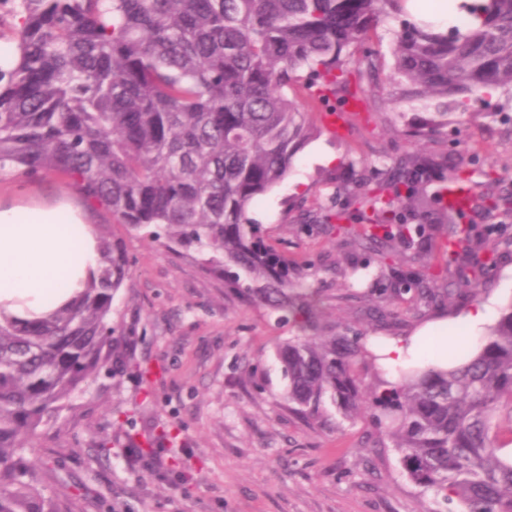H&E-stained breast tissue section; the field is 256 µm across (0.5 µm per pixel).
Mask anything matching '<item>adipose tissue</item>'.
Returning a JSON list of instances; mask_svg holds the SVG:
<instances>
[{"instance_id":"obj_1","label":"adipose tissue","mask_w":512,"mask_h":512,"mask_svg":"<svg viewBox=\"0 0 512 512\" xmlns=\"http://www.w3.org/2000/svg\"><path fill=\"white\" fill-rule=\"evenodd\" d=\"M94 228L71 206L0 208V304L21 319L69 302L97 274ZM448 321L431 320L408 336L382 339L374 352L389 371L427 364L424 337L444 336Z\"/></svg>"}]
</instances>
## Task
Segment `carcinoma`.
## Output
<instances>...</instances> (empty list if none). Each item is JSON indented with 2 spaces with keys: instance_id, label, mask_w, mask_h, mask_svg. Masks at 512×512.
<instances>
[{
  "instance_id": "cac0c4a2",
  "label": "carcinoma",
  "mask_w": 512,
  "mask_h": 512,
  "mask_svg": "<svg viewBox=\"0 0 512 512\" xmlns=\"http://www.w3.org/2000/svg\"><path fill=\"white\" fill-rule=\"evenodd\" d=\"M406 2L10 0L20 22L14 61L0 65V178L61 176L114 222L197 254L242 302L301 318L302 335L275 352L294 410L319 422L329 401L346 419L384 423L422 492L460 512H512V303L472 355L428 336L423 349L448 355V367L403 371L391 385L372 352L379 337L324 324L318 294L248 218L315 132L290 97L295 72L309 68L322 103L364 100L351 80L353 49L383 18L404 15ZM469 14L464 31L401 20L389 76L397 99L435 101L443 117L479 93L512 91V0H475ZM441 165L411 153L364 186L357 223L330 214L352 250L380 260L419 247L432 221L447 225L444 272L419 274L427 307L447 303L445 272L469 280V296L481 291V270L463 258L486 233L455 220L512 215V189L499 177L476 191L459 167L448 180L456 195L435 205L426 176ZM98 252L99 273L73 303L31 321L0 309V512H56L23 454L112 354L113 304L131 266L104 233Z\"/></svg>"
}]
</instances>
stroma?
Returning <instances> with one entry per match:
<instances>
[{
  "mask_svg": "<svg viewBox=\"0 0 512 512\" xmlns=\"http://www.w3.org/2000/svg\"><path fill=\"white\" fill-rule=\"evenodd\" d=\"M398 28V20L385 19L361 49L367 104L349 115V131L327 126L308 97L307 77H300L295 95L318 131L287 180L249 208L268 243L291 267H303L323 298L325 322L370 336H408L440 315L456 323L472 302L454 295L434 310L416 290L390 293L392 278L442 266L438 237L418 262L396 258L369 276L358 273L365 255L324 221L336 204L357 214L341 185L370 170L389 173L422 147L463 168L471 184L491 169L512 184V93L469 102L430 138L407 137V129L429 128L435 109L391 100ZM325 151L336 154L335 165L321 162ZM62 202L82 209L88 223L106 225L132 271L112 314L117 356L87 393L40 429L30 453L58 512H442L433 493L409 480L391 440L373 445L378 430L369 418L349 422L331 407L323 422H310L284 400L273 350L296 335L295 323L226 294L223 280L206 274L197 258L84 207L63 177L0 178V208ZM485 279L477 301L500 311L512 299V251ZM382 303L399 321L371 315Z\"/></svg>",
  "mask_w": 512,
  "mask_h": 512,
  "instance_id": "35a3bbf8",
  "label": "stroma"
}]
</instances>
